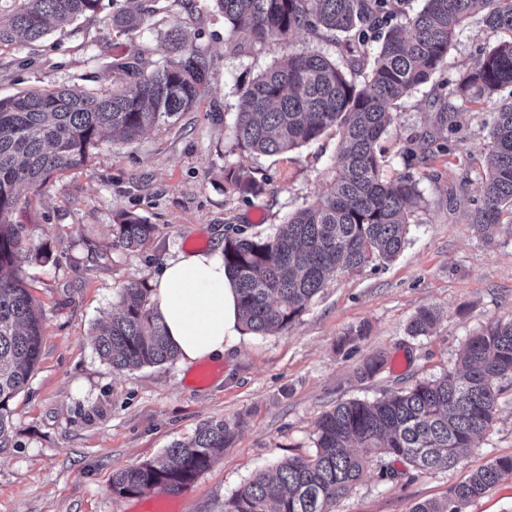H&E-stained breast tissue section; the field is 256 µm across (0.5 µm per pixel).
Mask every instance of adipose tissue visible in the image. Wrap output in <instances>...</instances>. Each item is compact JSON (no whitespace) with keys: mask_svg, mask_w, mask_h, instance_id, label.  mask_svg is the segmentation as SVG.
I'll list each match as a JSON object with an SVG mask.
<instances>
[{"mask_svg":"<svg viewBox=\"0 0 512 512\" xmlns=\"http://www.w3.org/2000/svg\"><path fill=\"white\" fill-rule=\"evenodd\" d=\"M153 300L182 364L223 357L242 328L221 249L178 254L155 281Z\"/></svg>","mask_w":512,"mask_h":512,"instance_id":"obj_1","label":"adipose tissue"}]
</instances>
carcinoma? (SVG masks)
I'll return each mask as SVG.
<instances>
[{"label": "carcinoma", "mask_w": 512, "mask_h": 512, "mask_svg": "<svg viewBox=\"0 0 512 512\" xmlns=\"http://www.w3.org/2000/svg\"><path fill=\"white\" fill-rule=\"evenodd\" d=\"M101 0H15L0 15V47L41 39L52 20L68 22L96 13ZM407 0H214L244 43L285 41L299 31L331 39L346 61L319 52L288 54L245 87L244 107L234 129L237 145L252 154L292 151L337 127L344 147L335 176L310 205L263 237L252 226L224 233V267L236 284L244 329L255 334L288 329L326 283L372 261L390 262L406 243L410 207L421 196L416 175L418 141L403 151L405 171L389 178L378 142L393 123L396 102L426 83L448 59L457 30L482 16L493 35L475 67L462 73L452 94L480 103L512 87V0H425L405 16ZM112 27L129 35L158 12V0H127ZM380 41L373 53L362 46ZM174 59L158 67L141 55L110 63L120 87L106 94L74 89L30 91L0 99V446L9 443L10 402L37 365L44 321L16 264L25 247L13 221L23 189H38L53 174L84 166L110 130L128 142L146 129L165 125L199 102L211 84L208 60L177 38ZM367 72L360 84L357 76ZM459 110L440 113L438 129L423 138L426 150H448L460 128ZM490 166L478 179L479 205L471 217L476 233L493 239L504 208H512V100L499 103L491 131ZM234 194L257 195L262 182L243 167H224ZM157 226L123 215L112 225V242L140 250ZM146 281L120 289L118 309L92 341L115 371L172 361L177 351ZM436 323L430 308L410 321L412 337L428 336ZM460 367L373 402L338 404L317 421L315 451L288 457L272 470H257L229 500L227 512H333L371 469L382 480L406 479L456 467L492 425L500 383L512 379V319H495L466 341ZM240 425L210 420L188 442H176L159 459L112 476V491L142 495L162 487L181 489L210 468L235 441ZM403 469H396V465ZM512 456L472 471L441 501L416 504L410 512H462L503 476Z\"/></svg>", "instance_id": "1"}]
</instances>
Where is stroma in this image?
Instances as JSON below:
<instances>
[{
  "mask_svg": "<svg viewBox=\"0 0 512 512\" xmlns=\"http://www.w3.org/2000/svg\"><path fill=\"white\" fill-rule=\"evenodd\" d=\"M194 2L190 10L181 0H165L128 36L112 28L124 0H102L96 17L51 28L37 44L0 49L1 99L33 88L111 89L104 62L137 52L163 61L175 27L213 72L197 107L174 123L131 143L104 135L86 166L22 196L13 219L24 227L27 248L18 266L44 314L45 336L28 385L10 404L11 440L0 447V512H149L148 496L113 493V473L160 456L220 418L240 422L236 440L174 505L175 512H224L256 470L314 452L315 422L324 412L451 370L470 335L491 320L512 319V224L498 225L487 243L470 222L497 105L469 103L449 150L424 164L438 177L421 181L407 244L395 260L329 281L288 331L241 336L218 360L220 374L208 380H197L198 366L178 360L118 372L101 359L91 335L123 285L154 283L178 253L222 246L225 225L275 234L334 176L338 131L284 154L256 156L238 147L234 120L251 78L291 52L314 49L337 58V46L299 32L285 44L239 49L211 0ZM494 40L481 16H473L457 33L446 69L398 102L381 141L388 175L403 171L408 140L433 132L438 113L455 101L459 73ZM229 165L250 169L263 192L226 191ZM124 213L158 227L135 253L112 245V226ZM42 245L52 253L46 264L32 256ZM425 307L437 309L439 321L432 335L410 337L407 326ZM358 327L364 336L341 344ZM375 354L386 356L385 368L360 379L358 368ZM502 387L493 426L461 465L409 482H387L370 471L335 512H410L416 503L445 498L470 471L512 455V381Z\"/></svg>",
  "mask_w": 512,
  "mask_h": 512,
  "instance_id": "obj_1",
  "label": "stroma"
}]
</instances>
